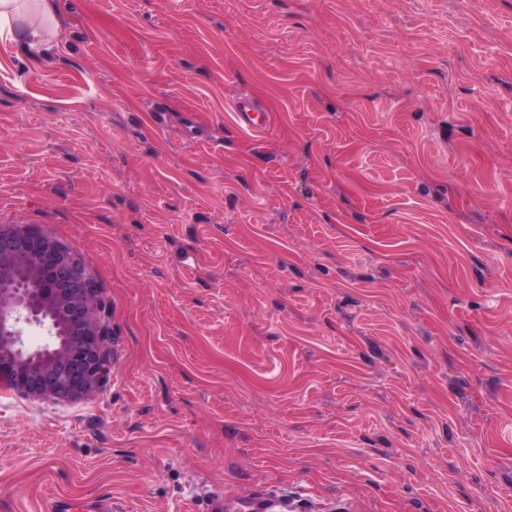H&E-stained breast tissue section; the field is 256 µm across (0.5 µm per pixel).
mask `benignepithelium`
<instances>
[{"label":"benign epithelium","instance_id":"obj_1","mask_svg":"<svg viewBox=\"0 0 512 512\" xmlns=\"http://www.w3.org/2000/svg\"><path fill=\"white\" fill-rule=\"evenodd\" d=\"M101 288L63 244L26 224L0 226V376L41 398L83 397L108 376L110 328ZM44 345L30 349L24 326Z\"/></svg>","mask_w":512,"mask_h":512}]
</instances>
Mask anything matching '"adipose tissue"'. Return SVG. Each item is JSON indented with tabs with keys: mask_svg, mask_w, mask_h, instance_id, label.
I'll use <instances>...</instances> for the list:
<instances>
[{
	"mask_svg": "<svg viewBox=\"0 0 512 512\" xmlns=\"http://www.w3.org/2000/svg\"><path fill=\"white\" fill-rule=\"evenodd\" d=\"M61 37L54 0H0V39L22 53L49 58Z\"/></svg>",
	"mask_w": 512,
	"mask_h": 512,
	"instance_id": "adipose-tissue-1",
	"label": "adipose tissue"
}]
</instances>
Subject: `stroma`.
I'll use <instances>...</instances> for the list:
<instances>
[{
  "label": "stroma",
  "mask_w": 512,
  "mask_h": 512,
  "mask_svg": "<svg viewBox=\"0 0 512 512\" xmlns=\"http://www.w3.org/2000/svg\"><path fill=\"white\" fill-rule=\"evenodd\" d=\"M57 6L0 40V226L97 280L110 372L0 383V512H512V0ZM55 0H0V39L22 53L49 58L61 37ZM255 103L249 97H241L235 105V116L241 128L252 131H263L269 124V116L254 108ZM76 509H86V512H112V505L103 501L95 504H81L70 498L58 497L52 501L49 511L74 512Z\"/></svg>",
  "instance_id": "stroma-1"
}]
</instances>
